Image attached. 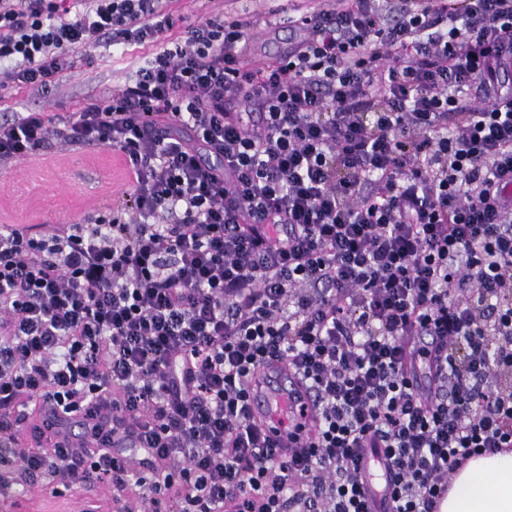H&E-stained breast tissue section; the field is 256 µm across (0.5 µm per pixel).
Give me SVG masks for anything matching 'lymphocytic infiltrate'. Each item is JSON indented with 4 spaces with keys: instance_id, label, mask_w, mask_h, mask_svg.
<instances>
[{
    "instance_id": "1",
    "label": "lymphocytic infiltrate",
    "mask_w": 512,
    "mask_h": 512,
    "mask_svg": "<svg viewBox=\"0 0 512 512\" xmlns=\"http://www.w3.org/2000/svg\"><path fill=\"white\" fill-rule=\"evenodd\" d=\"M248 65L258 13L169 38L168 0H0V76L161 43L80 111L0 122V165L53 143L134 175L95 224L0 226V482L104 489L112 512H438L512 448V0H310ZM312 395L281 455L246 378ZM30 431L33 447L20 440ZM297 40V33L285 23L270 32H260L252 41L249 59L254 63L271 62L285 55Z\"/></svg>"
}]
</instances>
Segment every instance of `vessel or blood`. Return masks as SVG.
<instances>
[{"label": "vessel or blood", "mask_w": 512, "mask_h": 512, "mask_svg": "<svg viewBox=\"0 0 512 512\" xmlns=\"http://www.w3.org/2000/svg\"><path fill=\"white\" fill-rule=\"evenodd\" d=\"M249 406L255 420L281 447L299 448L312 431L310 397L287 361L272 360L253 372Z\"/></svg>", "instance_id": "vessel-or-blood-1"}]
</instances>
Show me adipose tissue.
Masks as SVG:
<instances>
[{
  "label": "adipose tissue",
  "instance_id": "adipose-tissue-1",
  "mask_svg": "<svg viewBox=\"0 0 512 512\" xmlns=\"http://www.w3.org/2000/svg\"><path fill=\"white\" fill-rule=\"evenodd\" d=\"M440 512H512V450L466 461Z\"/></svg>",
  "mask_w": 512,
  "mask_h": 512
}]
</instances>
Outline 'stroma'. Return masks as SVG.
<instances>
[{"instance_id": "1", "label": "stroma", "mask_w": 512, "mask_h": 512, "mask_svg": "<svg viewBox=\"0 0 512 512\" xmlns=\"http://www.w3.org/2000/svg\"><path fill=\"white\" fill-rule=\"evenodd\" d=\"M298 0H171L175 19L172 37H180L199 20L221 17L225 12L247 8L272 9L291 14ZM297 40L288 26L260 32L251 44L249 58L263 63L285 55ZM158 44L101 46L77 56L72 68L59 76L48 92L8 83L0 86V121L15 112L49 115L76 112L90 99L122 87L146 55ZM133 185L120 153L103 148L75 149L55 145L47 154L30 157L0 168V225L92 224L103 205L118 203ZM12 486L0 489V512H110L107 492L87 497L73 489L54 495L24 488V474L14 476Z\"/></svg>"}]
</instances>
